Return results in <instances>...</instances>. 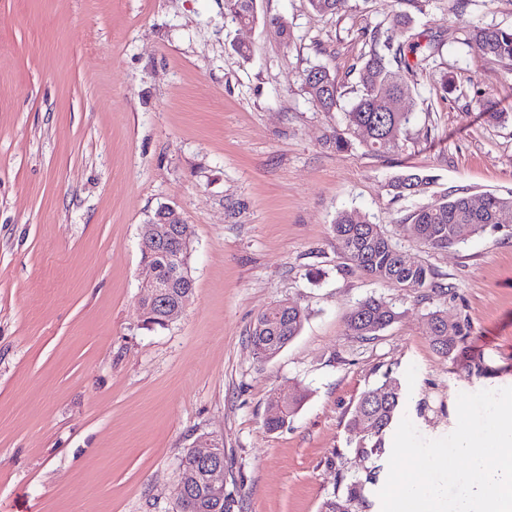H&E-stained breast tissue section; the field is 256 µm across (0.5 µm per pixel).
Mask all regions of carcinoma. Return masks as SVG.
<instances>
[{"instance_id": "cac0c4a2", "label": "carcinoma", "mask_w": 512, "mask_h": 512, "mask_svg": "<svg viewBox=\"0 0 512 512\" xmlns=\"http://www.w3.org/2000/svg\"><path fill=\"white\" fill-rule=\"evenodd\" d=\"M224 5L227 17L236 25L252 24L258 19L255 0H224ZM413 23V17L401 10L390 16V30L407 35L412 49L417 47L413 39L419 37ZM372 43L373 47L358 69L360 94L345 116L349 127L366 128L363 144L368 150L378 152L396 145L410 124L412 113L391 111L389 100L397 94L409 96L404 73L412 72L413 67L406 59L403 45L393 46L392 36L382 41L375 31ZM471 43L483 56L512 61V28L476 25ZM304 84L319 111H336L341 92L336 76L328 67L316 65L307 70ZM430 181L427 175L408 173L396 177L393 188L397 196L411 197L422 192ZM409 221L423 246L446 250L463 242L467 235L484 231L489 224H512V197L489 194L483 198L481 206L475 207L467 196L445 195L433 204L415 209ZM333 232L347 258L369 278L405 291L420 292L436 287L431 267L422 263L409 268L400 265L401 248L367 215L343 210L336 217ZM395 317L389 303L369 298L351 311L347 328L352 335L367 338L388 327ZM304 320L303 310L288 302L281 303L277 311L262 312L250 334V345L257 360L263 362L268 353L284 349L298 336ZM429 320L437 329L435 334L429 335L433 348L454 361L460 360L459 345L465 339L461 326L448 323V318L438 311L431 313ZM402 404L401 385L393 378L363 392L351 416L352 426L367 428V433L355 443L358 455L368 460L383 450V436ZM374 479L373 468L365 478H354L345 494H337L322 504V512H365L369 503L363 495L364 484ZM176 500L179 512H232L234 507L226 497L213 499L202 481L181 488L176 492Z\"/></svg>"}]
</instances>
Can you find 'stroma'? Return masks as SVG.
Returning a JSON list of instances; mask_svg holds the SVG:
<instances>
[{
	"mask_svg": "<svg viewBox=\"0 0 512 512\" xmlns=\"http://www.w3.org/2000/svg\"><path fill=\"white\" fill-rule=\"evenodd\" d=\"M394 7L344 0L324 16L308 0H256L260 21L243 28L224 0H0V512H177L181 460L209 442L224 446L233 512H321L371 464L366 512H382L390 454L352 447L364 391L398 379L402 414L437 439L456 427L459 393L512 386V224L445 251L405 226L446 193L512 195V61L470 43L474 26L512 27V0H408L439 50L407 79L406 132L374 153L344 112L362 32ZM316 65L336 75L339 110L312 103ZM407 172L432 182L396 196ZM163 206L194 230L195 290L160 327L138 295L141 231ZM352 209L430 266L436 288L353 267L332 230ZM369 297L396 319L361 339L346 322ZM279 301L306 319L261 362L250 330ZM436 310L467 332L465 365L433 349ZM299 388L300 409L268 430L270 396Z\"/></svg>",
	"mask_w": 512,
	"mask_h": 512,
	"instance_id": "1",
	"label": "stroma"
}]
</instances>
